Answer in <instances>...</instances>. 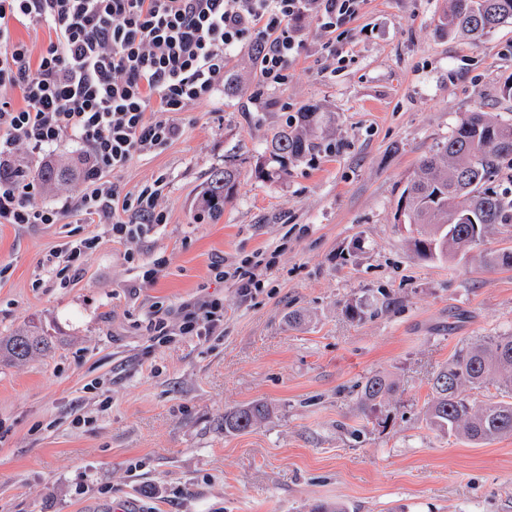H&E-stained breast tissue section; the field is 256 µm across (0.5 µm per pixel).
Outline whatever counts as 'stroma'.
<instances>
[{
	"label": "stroma",
	"mask_w": 512,
	"mask_h": 512,
	"mask_svg": "<svg viewBox=\"0 0 512 512\" xmlns=\"http://www.w3.org/2000/svg\"><path fill=\"white\" fill-rule=\"evenodd\" d=\"M447 8L363 0L332 34L305 15L282 87L261 82L249 43L229 50L240 91L183 113L178 140L113 176L128 190L165 179L167 221L136 242L108 224H0V336L35 322L53 339L0 364V512H512V437L477 447L423 420L459 344L512 333V269L420 259L400 214L466 113L512 121V23L454 37ZM310 104L318 149L259 175L273 133ZM227 164L230 201L201 213ZM85 238L78 267L48 273L50 253ZM153 263L156 282L140 285ZM248 276L260 286L245 297ZM206 297L224 303L223 335H178L183 305ZM358 301L368 311L350 319ZM378 371L399 385L382 427L356 407ZM255 401L274 416L225 432V410ZM239 172L235 166L224 165V170L214 171L204 184L201 203L207 213L216 216L224 209V202L232 194Z\"/></svg>",
	"instance_id": "1"
}]
</instances>
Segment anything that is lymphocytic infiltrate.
<instances>
[{"instance_id": "1", "label": "lymphocytic infiltrate", "mask_w": 512, "mask_h": 512, "mask_svg": "<svg viewBox=\"0 0 512 512\" xmlns=\"http://www.w3.org/2000/svg\"><path fill=\"white\" fill-rule=\"evenodd\" d=\"M361 2L0 0V224L94 219L132 241L165 223L163 178L128 191L111 174L181 136L178 114L223 85L228 48L254 38L263 83L285 85L302 49L294 21L310 13L331 32ZM18 23L49 29L39 53L15 38ZM68 136L87 149L77 201L36 206L25 164ZM223 327L224 304L212 298L185 313L180 331L208 336Z\"/></svg>"}]
</instances>
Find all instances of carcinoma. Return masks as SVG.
I'll return each instance as SVG.
<instances>
[{"instance_id": "1", "label": "carcinoma", "mask_w": 512, "mask_h": 512, "mask_svg": "<svg viewBox=\"0 0 512 512\" xmlns=\"http://www.w3.org/2000/svg\"><path fill=\"white\" fill-rule=\"evenodd\" d=\"M512 23V0H448L444 26L450 34L478 40L497 27ZM296 126L275 132L267 148L269 156L257 160L258 174L268 173L267 162L286 173L288 162L313 149L307 132L318 123L310 106L298 114ZM512 167V123H499L483 112H471L448 135L439 152L421 165L420 172L404 189L400 211L405 222L417 226L409 240L421 259L453 258L479 250L485 266L512 269V249H479L493 226L512 228V192L497 191L493 183L504 166ZM232 165L214 171L204 184L201 203L215 216L224 210L238 180ZM80 178L73 162L49 164L37 180L46 185ZM48 335L35 323L0 337V363L23 361L49 350ZM496 386L497 394L480 405L468 390ZM398 384L375 372L365 378L357 393L358 411L367 419L388 405ZM272 409L254 402L224 411V432L245 431L268 419ZM429 429L464 439L473 445L490 444L512 435V333L489 336L462 344L431 379L423 407Z\"/></svg>"}]
</instances>
